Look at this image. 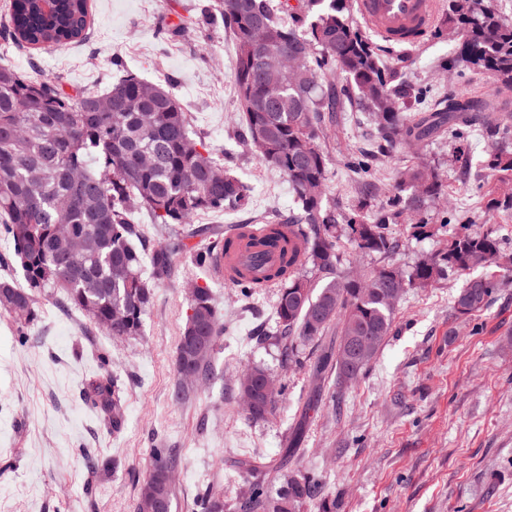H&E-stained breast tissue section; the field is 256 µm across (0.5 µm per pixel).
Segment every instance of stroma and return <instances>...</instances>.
<instances>
[{
	"label": "stroma",
	"mask_w": 512,
	"mask_h": 512,
	"mask_svg": "<svg viewBox=\"0 0 512 512\" xmlns=\"http://www.w3.org/2000/svg\"><path fill=\"white\" fill-rule=\"evenodd\" d=\"M210 0H90L84 40L58 49L21 47L0 38V64L59 77L64 92H104L124 72L156 82L171 78L190 125L213 157L237 167L253 190L250 211L200 213L193 226L223 236L227 226L274 221L294 206L287 179L240 145L238 104L231 77L233 45L219 23H206ZM186 32L174 34L180 19ZM457 51L448 36L416 47L382 48L384 62L414 84L431 89L429 108L455 88L492 97V79L451 68ZM371 128L348 111L323 142L330 156L329 198L345 201L355 188L342 164L345 153L366 151L383 183L419 156L435 162L447 181L448 210H482L475 190L478 163L491 141L472 133L462 144L473 165L448 163L452 143L402 146L383 155ZM457 224L435 225L414 237L392 224L388 255L360 256L341 249L351 274L383 263L403 268L438 251ZM468 275L429 288L405 289L386 341L369 367L350 381L313 385L309 370L282 364L261 341L275 289L242 296L211 268L187 255L173 261L168 279L154 283V300L141 335L122 341L49 296L25 329L0 313V512H134L139 488L157 448L179 449L180 493L173 512L211 477L225 497L247 490L258 474L238 468L243 458L281 463L296 448L303 469L314 472L337 512H512V282L473 316L452 318L451 307ZM212 288L225 331L214 355V377L185 404L173 402L176 344L188 306V281ZM127 390L125 421L107 430L80 397L82 383L99 370L98 356ZM268 367L283 389L266 420L248 419L239 377L249 365ZM314 410H306L309 399Z\"/></svg>",
	"instance_id": "35a3bbf8"
}]
</instances>
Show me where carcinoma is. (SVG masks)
Returning a JSON list of instances; mask_svg holds the SVG:
<instances>
[{"label": "carcinoma", "mask_w": 512, "mask_h": 512, "mask_svg": "<svg viewBox=\"0 0 512 512\" xmlns=\"http://www.w3.org/2000/svg\"><path fill=\"white\" fill-rule=\"evenodd\" d=\"M88 0H57L46 12L39 0H13L1 29L17 45L48 49L81 41L87 35ZM215 19L224 24L235 46L233 82L240 107L242 142L258 159L282 173L295 207L274 224L249 226L242 238L262 247L283 236L288 248L279 266L265 278L238 273L233 285L244 296L261 288L277 289L273 325L265 340L280 349L288 364L310 365L316 383L327 374H360L371 362L393 322L395 306L388 293L394 283L428 288L452 273L481 266L483 275L460 289L452 315L482 311L512 270V253L491 232L466 230L448 239L431 256L408 269L383 264L368 277L342 270L341 238L362 254L392 252L390 224H410L414 235L432 234L437 205L447 193L441 174L422 158L398 172L388 187L362 154L349 153L344 164L356 197L344 204L327 199L329 155L322 147L328 128L336 125L344 103L368 114L377 138L393 149L405 143L451 138L461 141L476 128L494 138L480 162L477 189L484 191L485 212L512 215V113L497 120L475 111L498 109L512 92V19L493 0H448L446 25L457 33L459 47L452 65L489 75L496 96L473 99L448 95L442 112H407L406 99L418 102L427 90H415L396 69L385 66L378 46L366 37L351 13L349 0H215ZM304 53L300 69L288 65L291 52ZM278 60L277 77L265 80L261 62ZM345 78L341 88L325 80ZM112 98V110L90 108L91 99ZM194 138L187 113L166 85L128 72L103 93L70 96L56 77L32 78L0 67V234L10 239L28 283L20 288L0 280V311L23 328L37 319L36 292L60 296L95 326L118 338L138 336L153 293L145 272L161 281L172 258L187 250L195 236L187 228L200 212L237 213L251 206L252 190L231 167L213 161ZM146 211L153 223L169 230L167 242L149 254L143 246L136 214ZM224 249L217 240L191 254L199 266L212 264ZM331 276L323 284L307 271ZM336 325V340L313 361L303 347ZM224 335V314L211 288L195 285L178 337L176 400L213 377V359ZM206 336L207 347L192 357L194 339ZM373 336L364 356L351 360L348 343ZM100 372L84 388L86 405L117 431L124 421L126 390L110 370L112 359L99 356ZM191 369L189 378L182 371ZM268 370L247 369L239 380L248 417L265 419L279 391L267 393L261 381ZM153 468L139 489L136 512H148L162 495L173 505L180 453L153 449ZM276 492L262 483L228 501L207 486L197 491L192 512H334L321 481L296 466L277 478Z\"/></svg>", "instance_id": "obj_1"}]
</instances>
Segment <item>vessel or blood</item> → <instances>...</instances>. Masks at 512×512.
Here are the masks:
<instances>
[{
	"instance_id": "vessel-or-blood-1",
	"label": "vessel or blood",
	"mask_w": 512,
	"mask_h": 512,
	"mask_svg": "<svg viewBox=\"0 0 512 512\" xmlns=\"http://www.w3.org/2000/svg\"><path fill=\"white\" fill-rule=\"evenodd\" d=\"M354 6L366 26L385 41L410 44L432 28L437 13L436 0H354ZM231 247L215 254L213 265L223 273L225 281L236 278L239 270L252 267L254 275H262L274 263L276 252L252 253L239 239L238 229L227 235Z\"/></svg>"
}]
</instances>
